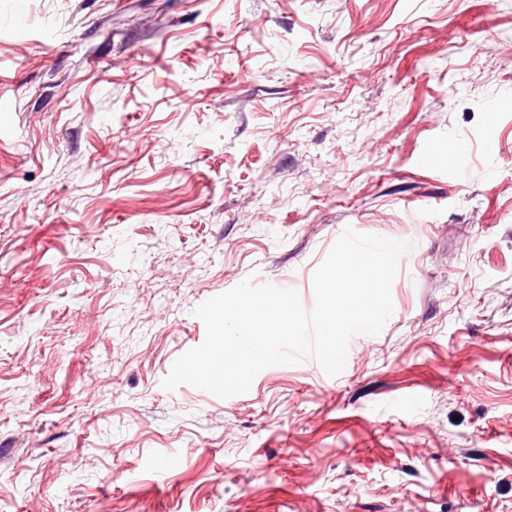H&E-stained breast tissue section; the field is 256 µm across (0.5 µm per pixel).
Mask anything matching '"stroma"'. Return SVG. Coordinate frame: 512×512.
I'll use <instances>...</instances> for the list:
<instances>
[{"label": "stroma", "instance_id": "obj_1", "mask_svg": "<svg viewBox=\"0 0 512 512\" xmlns=\"http://www.w3.org/2000/svg\"><path fill=\"white\" fill-rule=\"evenodd\" d=\"M1 101L0 512H512V0H0ZM347 227L338 376L163 388Z\"/></svg>", "mask_w": 512, "mask_h": 512}]
</instances>
